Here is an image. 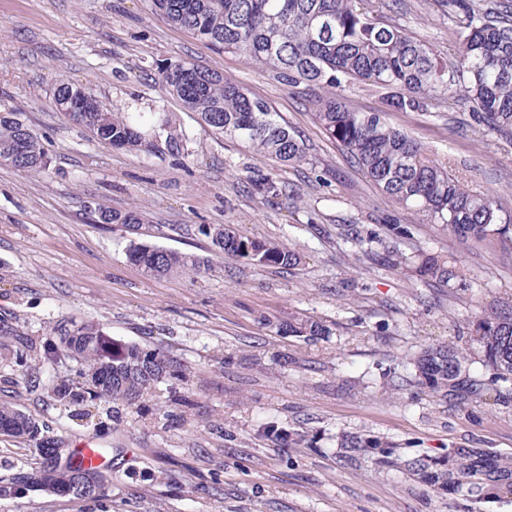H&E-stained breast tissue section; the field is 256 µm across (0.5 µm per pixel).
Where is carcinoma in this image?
<instances>
[{
    "label": "carcinoma",
    "mask_w": 512,
    "mask_h": 512,
    "mask_svg": "<svg viewBox=\"0 0 512 512\" xmlns=\"http://www.w3.org/2000/svg\"><path fill=\"white\" fill-rule=\"evenodd\" d=\"M462 15L459 64L448 68L434 50L406 30L384 23L365 0H151V10L164 22L190 31L205 45L238 54L247 63L270 72L290 88L304 87L303 101L326 134L355 167L396 204L420 213L449 237L471 248L494 245L512 256V207L500 198L477 192L433 157L407 132L393 126L389 112L427 109L433 101L458 97L471 104L470 127L476 136H512V14L493 0H446ZM162 86L197 115L199 123L224 138L283 163L308 161L305 144L281 113L248 88L189 61L157 67ZM356 82L394 88L387 110L361 112L346 92ZM89 85L61 82L55 89L58 110L110 146L156 149L165 139L179 149L184 134L173 129L160 112H124L95 97L87 112L74 108ZM0 161L41 173L49 166L42 138L24 113L0 107ZM266 202L286 195V186L268 177L253 182ZM105 224L135 227L143 223L136 210L113 211L99 203L88 205ZM338 236L376 264L410 269L432 288L452 295L469 288L468 270L456 255L418 250L406 253L402 241L411 229L386 224L384 232L356 224H341ZM216 256L247 264L290 271L302 256L275 240L240 234L230 225L199 226ZM128 257L148 277L197 275L212 261L190 253L133 242ZM470 340L457 334L423 348L412 359L413 383L450 404L473 400L512 399V302L504 299L484 306L468 323ZM291 336L325 340L331 329L313 317L292 318L281 326ZM483 353L493 371L485 383L471 374L470 343ZM61 355L76 362L74 377L51 388V397L64 409L99 404L132 406L156 384L180 380L182 370L159 348L110 340L99 325L67 320L51 331L43 358L53 363ZM41 459L40 466L21 472L0 485V498H10L15 486L47 481L56 493L76 503L105 497L99 468L49 455L61 440L48 427L9 404H0V431ZM278 437L290 448L311 442L310 430L298 426L277 434L262 428L255 438ZM346 461L365 458L380 467L406 472L435 496H459L478 509L488 503H512V455H493L482 448L452 447L438 456L405 459L389 443L366 434L340 440Z\"/></svg>",
    "instance_id": "carcinoma-1"
}]
</instances>
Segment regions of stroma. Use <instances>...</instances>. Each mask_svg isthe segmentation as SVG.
Segmentation results:
<instances>
[{"instance_id": "35a3bbf8", "label": "stroma", "mask_w": 512, "mask_h": 512, "mask_svg": "<svg viewBox=\"0 0 512 512\" xmlns=\"http://www.w3.org/2000/svg\"><path fill=\"white\" fill-rule=\"evenodd\" d=\"M383 15L458 60L457 18L437 0H380ZM187 59L267 100L305 140L309 161L285 165L203 128L158 81L157 66ZM89 84L129 111L172 113L181 152L130 151L98 141L54 105L60 82ZM0 104L23 112L42 136L49 169L0 162V342L43 344L63 320L90 321L108 337L160 346L184 366L182 382L158 384L139 407L64 410L26 387L0 356V404L47 425L65 446L94 439L112 481L108 512H467L405 473L341 462V435L370 433L405 458L449 447L512 455V401L451 406L407 384L385 392L383 375L424 345L465 330L478 308L512 299V260L466 250L441 228L385 198L354 169L297 93L242 58L204 45L152 10L149 0H0ZM470 108L451 98L392 112L471 188L512 203V140L474 137ZM274 174L289 196L264 202L245 176ZM136 206L138 231L97 222L86 207ZM411 226V250L463 255L470 286L434 294L408 270L353 253L340 224ZM202 224H230L283 242L302 263L282 273L212 258L205 274L149 278L130 242L212 257ZM307 315L329 340L277 333L275 320ZM288 356V368L276 360ZM167 406L169 419L159 418ZM312 429L306 448L255 440L264 426ZM140 469L131 478L116 460ZM69 498L37 491L0 499V512H78Z\"/></svg>"}]
</instances>
